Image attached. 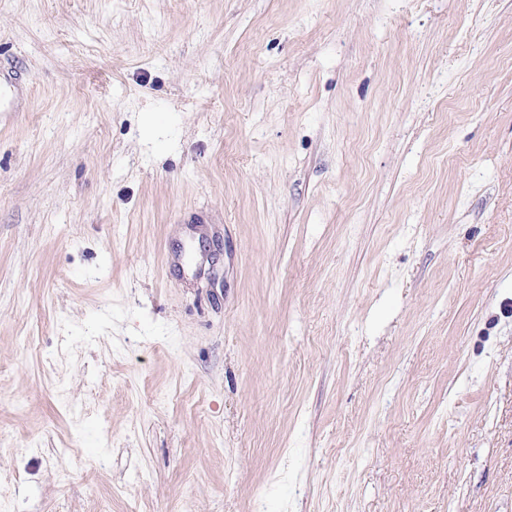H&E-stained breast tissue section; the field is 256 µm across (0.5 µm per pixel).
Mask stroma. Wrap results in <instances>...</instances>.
Here are the masks:
<instances>
[{
  "label": "stroma",
  "instance_id": "1",
  "mask_svg": "<svg viewBox=\"0 0 512 512\" xmlns=\"http://www.w3.org/2000/svg\"><path fill=\"white\" fill-rule=\"evenodd\" d=\"M0 512H512V0H0Z\"/></svg>",
  "mask_w": 512,
  "mask_h": 512
}]
</instances>
